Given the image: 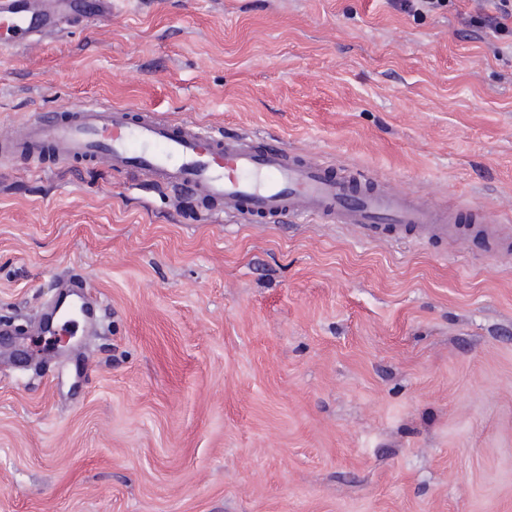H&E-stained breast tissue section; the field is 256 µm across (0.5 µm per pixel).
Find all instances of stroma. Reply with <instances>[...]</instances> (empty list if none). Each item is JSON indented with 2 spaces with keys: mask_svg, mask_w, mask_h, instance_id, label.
I'll return each mask as SVG.
<instances>
[{
  "mask_svg": "<svg viewBox=\"0 0 512 512\" xmlns=\"http://www.w3.org/2000/svg\"><path fill=\"white\" fill-rule=\"evenodd\" d=\"M478 0H153L25 51L0 127L96 100L270 136L512 237V48ZM96 316L37 329L70 276ZM0 512H512V259L217 224L155 180L0 163ZM450 0H392V5L406 13H418L421 11L435 12L448 8Z\"/></svg>",
  "mask_w": 512,
  "mask_h": 512,
  "instance_id": "stroma-1",
  "label": "stroma"
}]
</instances>
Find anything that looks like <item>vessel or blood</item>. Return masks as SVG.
I'll use <instances>...</instances> for the list:
<instances>
[{"instance_id": "b4317fda", "label": "vessel or blood", "mask_w": 512, "mask_h": 512, "mask_svg": "<svg viewBox=\"0 0 512 512\" xmlns=\"http://www.w3.org/2000/svg\"><path fill=\"white\" fill-rule=\"evenodd\" d=\"M127 6L128 0H0V31L28 49L64 24L109 18ZM18 154L28 156L36 174L51 161L148 174L173 192L198 195L218 222L384 224L414 240L456 232L451 208L387 180L342 174L258 135L228 137L192 121L166 122L141 107L88 101L65 112H36L0 135V159Z\"/></svg>"}]
</instances>
